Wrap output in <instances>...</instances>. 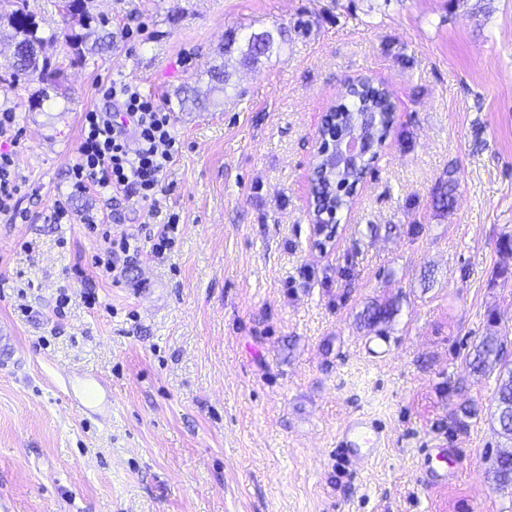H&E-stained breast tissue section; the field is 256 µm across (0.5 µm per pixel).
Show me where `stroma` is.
<instances>
[{
    "instance_id": "35a3bbf8",
    "label": "stroma",
    "mask_w": 512,
    "mask_h": 512,
    "mask_svg": "<svg viewBox=\"0 0 512 512\" xmlns=\"http://www.w3.org/2000/svg\"><path fill=\"white\" fill-rule=\"evenodd\" d=\"M61 5L27 0L67 97L38 101L0 45L23 181L18 218L0 216V495L15 512H512L493 479L498 375L470 367L489 334L512 360V0H89L114 44L84 61ZM262 32L270 50L245 59ZM221 62L223 91L182 104ZM359 75L386 85L396 121L321 253L309 161ZM115 80L165 106L183 143L152 213L69 185L82 116ZM59 199L72 220L47 223ZM173 213L176 246L155 258ZM93 222L136 238L124 274L96 267ZM385 302L392 320L364 327ZM84 377L107 404L73 403ZM359 414L388 431L363 465L336 446ZM437 447L448 480L427 487L419 460Z\"/></svg>"
}]
</instances>
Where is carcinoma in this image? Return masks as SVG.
I'll return each mask as SVG.
<instances>
[{"label": "carcinoma", "mask_w": 512, "mask_h": 512, "mask_svg": "<svg viewBox=\"0 0 512 512\" xmlns=\"http://www.w3.org/2000/svg\"><path fill=\"white\" fill-rule=\"evenodd\" d=\"M12 7V10L0 12V21L7 22L11 29L10 38L14 45V54L9 63L11 77L15 80L25 78L36 80L46 88L41 90L42 99L49 100L51 96L47 89L59 90L57 81L58 71L51 68L47 59L41 57L36 46L44 45L55 39L56 33L44 36L33 14L26 9L23 0H0ZM63 9L69 16L71 24L79 26V30L69 35L71 45L77 49L80 59L86 56H96L112 49V32L106 29V21H96L86 9V0H64ZM272 36L264 39L247 40L246 58L256 60L264 55L271 47ZM209 86L207 90H196L194 100L204 104L209 101V95L214 91L223 89L224 77L227 76L225 64L221 63L208 70ZM350 95L356 101L350 108L352 112L372 114V127L370 134L377 144H382L389 123V112L394 106L389 99L387 91L376 85L370 78H361L350 89ZM395 308L392 304H375L367 308L363 315V322L367 326H374L381 322H388L393 317ZM473 367L480 373L494 369L506 371L498 376V385L495 393L496 410L495 420L499 426L502 437L512 442V368L508 367L504 355V342L498 336H485L476 346ZM499 456L510 461L507 466H495V479L498 487H512V449L503 450Z\"/></svg>", "instance_id": "carcinoma-1"}]
</instances>
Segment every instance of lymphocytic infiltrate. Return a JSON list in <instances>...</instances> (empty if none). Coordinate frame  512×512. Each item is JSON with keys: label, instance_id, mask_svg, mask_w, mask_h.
Here are the masks:
<instances>
[{"label": "lymphocytic infiltrate", "instance_id": "1", "mask_svg": "<svg viewBox=\"0 0 512 512\" xmlns=\"http://www.w3.org/2000/svg\"><path fill=\"white\" fill-rule=\"evenodd\" d=\"M103 96L109 111L84 113L78 156L69 169L73 190L95 189L113 198L161 204L168 166L181 152L169 111L127 82H114ZM16 114L0 111V214L15 216L20 191L15 147Z\"/></svg>", "mask_w": 512, "mask_h": 512}]
</instances>
